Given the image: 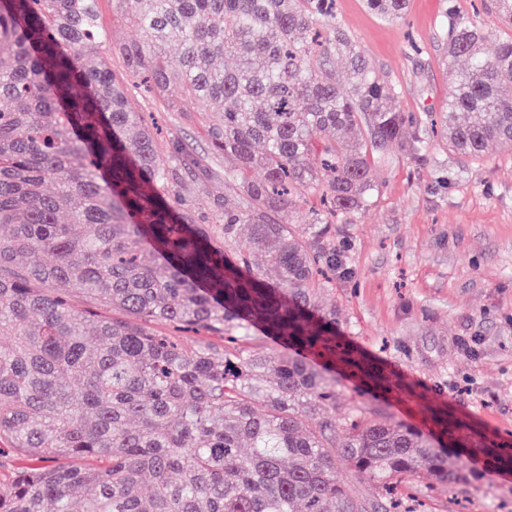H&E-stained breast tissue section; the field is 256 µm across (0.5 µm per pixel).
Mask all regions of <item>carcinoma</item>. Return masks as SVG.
<instances>
[{
  "instance_id": "obj_1",
  "label": "carcinoma",
  "mask_w": 512,
  "mask_h": 512,
  "mask_svg": "<svg viewBox=\"0 0 512 512\" xmlns=\"http://www.w3.org/2000/svg\"><path fill=\"white\" fill-rule=\"evenodd\" d=\"M365 3L388 21L406 8ZM112 9L142 32L118 46L131 76L173 109L193 97L222 113L207 134L243 206L200 224L180 203L176 181L201 160L162 150L103 63L99 0H0V442L25 461L0 512H394V487L420 473L463 481L403 422L326 413L336 364L386 378L318 295L338 263L332 225L357 223L393 155H426L423 124L466 162L512 147V35L489 52L445 7L450 94L418 118L333 0ZM312 197L309 223L281 222ZM153 323L204 339L188 351ZM257 331L281 350L248 347ZM338 458L375 494H348Z\"/></svg>"
}]
</instances>
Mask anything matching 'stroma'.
I'll list each match as a JSON object with an SVG mask.
<instances>
[{
  "instance_id": "35a3bbf8",
  "label": "stroma",
  "mask_w": 512,
  "mask_h": 512,
  "mask_svg": "<svg viewBox=\"0 0 512 512\" xmlns=\"http://www.w3.org/2000/svg\"><path fill=\"white\" fill-rule=\"evenodd\" d=\"M335 3L371 67L402 86L401 108L440 111L450 90L441 15L471 0H408L398 23L364 0ZM134 97L162 142L180 141L201 158L178 191L210 222L213 199L224 196V158L197 121L200 103L186 97L172 111L143 90ZM430 153L428 161L394 157L376 201L357 223L336 227L348 251L322 302L335 309L342 339L392 384L362 396L359 380L341 373L329 414L342 419L360 404L463 457L467 478L454 489L415 479L425 512H512V467L479 451L487 442L512 450V150L490 145L467 167L441 140H431ZM435 412L447 413L452 429L440 430Z\"/></svg>"
}]
</instances>
